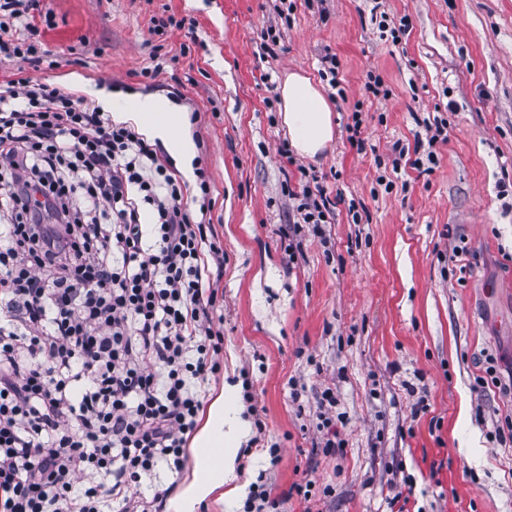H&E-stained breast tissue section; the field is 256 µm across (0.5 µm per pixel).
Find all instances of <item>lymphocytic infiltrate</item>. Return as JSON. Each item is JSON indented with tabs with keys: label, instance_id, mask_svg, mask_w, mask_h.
I'll return each mask as SVG.
<instances>
[{
	"label": "lymphocytic infiltrate",
	"instance_id": "1",
	"mask_svg": "<svg viewBox=\"0 0 512 512\" xmlns=\"http://www.w3.org/2000/svg\"><path fill=\"white\" fill-rule=\"evenodd\" d=\"M40 0H0V61L55 68ZM133 125L30 76L0 80V512H162L199 382L222 369L224 248ZM300 223L331 214L299 182Z\"/></svg>",
	"mask_w": 512,
	"mask_h": 512
}]
</instances>
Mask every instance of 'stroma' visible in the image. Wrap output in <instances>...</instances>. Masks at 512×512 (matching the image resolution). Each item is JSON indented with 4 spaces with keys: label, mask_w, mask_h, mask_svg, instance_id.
Segmentation results:
<instances>
[{
    "label": "stroma",
    "mask_w": 512,
    "mask_h": 512,
    "mask_svg": "<svg viewBox=\"0 0 512 512\" xmlns=\"http://www.w3.org/2000/svg\"><path fill=\"white\" fill-rule=\"evenodd\" d=\"M44 2L60 66L15 61L0 79L21 71L92 107L177 87L175 108L197 117L192 165L224 246V365L201 397L239 390L238 482L264 485L278 512H390L400 491L408 512H512V442L491 422L512 398L472 389L488 363L512 372V0H293L286 21L276 0ZM170 15L181 27L152 34ZM327 55L344 90L335 139L287 163L268 103L286 73L320 77ZM435 116L447 138L426 172L414 150ZM302 166L332 216L297 230ZM327 387L344 415L333 456L319 450ZM306 480L311 499L289 495Z\"/></svg>",
    "instance_id": "1"
}]
</instances>
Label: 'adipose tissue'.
<instances>
[{
  "label": "adipose tissue",
  "mask_w": 512,
  "mask_h": 512,
  "mask_svg": "<svg viewBox=\"0 0 512 512\" xmlns=\"http://www.w3.org/2000/svg\"><path fill=\"white\" fill-rule=\"evenodd\" d=\"M279 116L295 152L305 158L322 154L335 137L333 109L309 74L289 72L279 86ZM120 120L135 122L191 175L193 142L182 115L165 99L144 96L125 105ZM236 387L222 385L209 404L205 420L191 443L192 476L170 503L171 512H195L197 505L224 483L236 478L239 444L248 433L237 409Z\"/></svg>",
  "instance_id": "1"
}]
</instances>
